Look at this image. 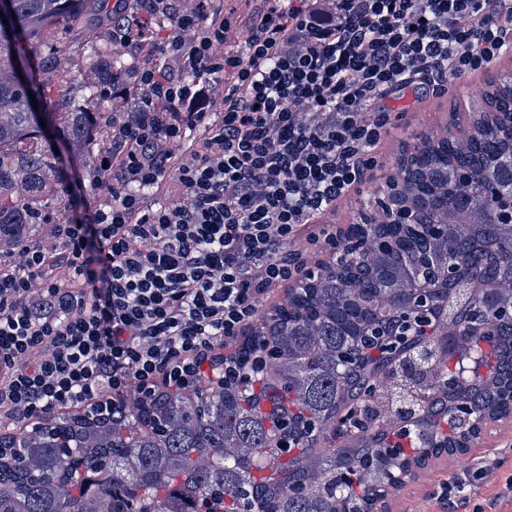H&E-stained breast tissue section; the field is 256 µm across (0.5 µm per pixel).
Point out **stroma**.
<instances>
[{
	"label": "stroma",
	"instance_id": "1",
	"mask_svg": "<svg viewBox=\"0 0 512 512\" xmlns=\"http://www.w3.org/2000/svg\"><path fill=\"white\" fill-rule=\"evenodd\" d=\"M512 72V57H502L487 69L461 76L448 75L433 82L415 79L411 86L395 92L391 126L375 147L376 167L350 197L337 202L322 216L325 224L345 230L356 223L365 202L373 196L395 160L402 144L412 142L421 132L443 134L459 132L453 124V112H467L477 105L490 77ZM59 177L67 192L62 199L45 205L51 222L62 224L82 210L91 200L93 190L79 162L69 159L60 165ZM512 423L503 422L488 428L468 452L431 459L414 479L387 501L390 512H512ZM452 483L450 497H442L441 487Z\"/></svg>",
	"mask_w": 512,
	"mask_h": 512
}]
</instances>
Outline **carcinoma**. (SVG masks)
Listing matches in <instances>:
<instances>
[{
	"label": "carcinoma",
	"mask_w": 512,
	"mask_h": 512,
	"mask_svg": "<svg viewBox=\"0 0 512 512\" xmlns=\"http://www.w3.org/2000/svg\"><path fill=\"white\" fill-rule=\"evenodd\" d=\"M11 5L25 42L0 29V230L22 237L30 206L65 187L19 61L30 52L78 156L90 116L112 117L101 83L128 64L108 0ZM64 36L82 46L74 68ZM380 193L417 223L363 225L358 252L288 289L234 353L242 382L0 434V512H374L399 489L390 471L460 447L465 416L511 412L512 75L488 84L462 137L421 135ZM422 279L426 313L413 310Z\"/></svg>",
	"instance_id": "obj_1"
}]
</instances>
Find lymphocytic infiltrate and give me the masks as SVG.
<instances>
[{
    "label": "lymphocytic infiltrate",
    "instance_id": "obj_1",
    "mask_svg": "<svg viewBox=\"0 0 512 512\" xmlns=\"http://www.w3.org/2000/svg\"><path fill=\"white\" fill-rule=\"evenodd\" d=\"M240 49L222 0H112L116 71L92 206L58 246L0 255V420L126 412L158 382L224 385L226 340L309 274L294 244L375 165L385 101L414 76L464 75L512 49V0H261ZM224 53H216V46Z\"/></svg>",
    "mask_w": 512,
    "mask_h": 512
}]
</instances>
